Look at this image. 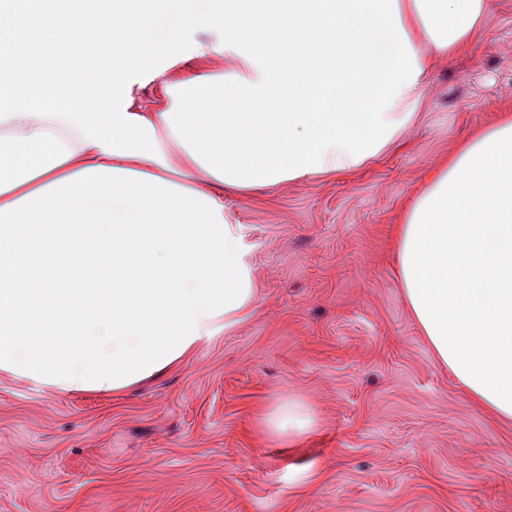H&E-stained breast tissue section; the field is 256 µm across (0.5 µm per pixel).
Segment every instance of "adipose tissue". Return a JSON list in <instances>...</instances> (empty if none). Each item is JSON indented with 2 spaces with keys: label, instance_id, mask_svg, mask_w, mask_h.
<instances>
[{
  "label": "adipose tissue",
  "instance_id": "1",
  "mask_svg": "<svg viewBox=\"0 0 512 512\" xmlns=\"http://www.w3.org/2000/svg\"><path fill=\"white\" fill-rule=\"evenodd\" d=\"M154 0L0 5V371L60 392H120L235 326L256 283L217 191L363 166L398 142L429 58L467 49L488 0H224L192 17L206 55L238 68L189 84L165 112L128 88L156 70L140 33ZM67 64L20 55L30 25ZM423 40L414 43L410 29ZM113 48L88 66L93 35ZM204 174L206 188L175 174ZM398 285L438 363L512 420V121L464 141L398 237ZM315 417L274 405L292 442Z\"/></svg>",
  "mask_w": 512,
  "mask_h": 512
}]
</instances>
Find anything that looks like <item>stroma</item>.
<instances>
[{"label":"stroma","instance_id":"35a3bbf8","mask_svg":"<svg viewBox=\"0 0 512 512\" xmlns=\"http://www.w3.org/2000/svg\"><path fill=\"white\" fill-rule=\"evenodd\" d=\"M483 36L429 64L402 140L343 174L219 197L257 283L237 326L121 393L63 394L0 372V512H512V422L460 390L398 287L395 228L430 171L512 114V0ZM215 0H162L144 36L179 33L180 62L139 76L134 108L169 83L221 75L190 24ZM298 398L295 444L259 418Z\"/></svg>","mask_w":512,"mask_h":512}]
</instances>
